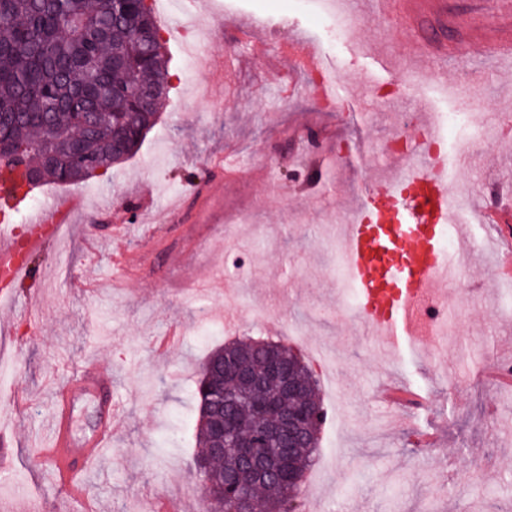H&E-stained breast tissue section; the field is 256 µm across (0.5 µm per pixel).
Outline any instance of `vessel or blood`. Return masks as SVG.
I'll use <instances>...</instances> for the list:
<instances>
[{"mask_svg":"<svg viewBox=\"0 0 512 512\" xmlns=\"http://www.w3.org/2000/svg\"><path fill=\"white\" fill-rule=\"evenodd\" d=\"M404 3L445 18L484 59L512 57V7L494 24L480 25L473 15L448 14L446 0H361L360 6L371 14H393ZM450 196L447 169L434 166L429 145L421 143L390 177L365 194L342 227L338 253L346 285L358 299L359 319L389 346L414 352L423 347L412 303L446 284L454 265L443 248ZM69 214L68 201L51 198L34 208L22 193L0 187V303L32 278L31 258L59 236ZM17 215L24 218L19 227L12 223ZM111 393V373L91 360L83 361L55 393L53 434L37 456L49 463L67 500H85L83 475L108 447L119 416L117 408H108L107 423L90 439L79 441L70 433L71 409L80 398Z\"/></svg>","mask_w":512,"mask_h":512,"instance_id":"obj_1","label":"vessel or blood"}]
</instances>
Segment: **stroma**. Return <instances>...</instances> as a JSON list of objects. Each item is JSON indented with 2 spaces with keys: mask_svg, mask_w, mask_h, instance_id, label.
Returning a JSON list of instances; mask_svg holds the SVG:
<instances>
[{
  "mask_svg": "<svg viewBox=\"0 0 512 512\" xmlns=\"http://www.w3.org/2000/svg\"><path fill=\"white\" fill-rule=\"evenodd\" d=\"M170 59L169 99L140 151L108 175L39 185L74 199L79 214L34 258L39 278L0 305V429L13 434L15 464L0 473V504L58 512L62 493L43 444L50 391L83 359L112 373L122 418L89 479L99 512H146L154 494L198 512L191 471L198 455L193 396L200 361L242 336L280 339L303 356L335 359V381L319 379L338 420L320 431L319 455L338 460L303 482L300 512H493L512 500V389L487 366L512 362V319L501 316L497 246L512 227L458 225L461 313L452 341L428 355L381 349L361 325L336 259V226L364 187L387 177L400 114L467 112L464 136L483 133L448 183L475 211L492 207L486 185L512 195V132L497 113L512 107V82L487 78L461 101L476 49L436 61L434 79L400 83L406 44L430 33L358 15L356 36L331 45L314 9L297 0H150ZM207 31L201 48L222 66L194 67L185 25ZM323 58L331 98L313 96L312 75L294 63L300 47ZM236 316L235 328L224 326ZM396 379L422 396L395 409L381 386Z\"/></svg>",
  "mask_w": 512,
  "mask_h": 512,
  "instance_id": "obj_1",
  "label": "stroma"
}]
</instances>
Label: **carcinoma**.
Segmentation results:
<instances>
[{"mask_svg": "<svg viewBox=\"0 0 512 512\" xmlns=\"http://www.w3.org/2000/svg\"><path fill=\"white\" fill-rule=\"evenodd\" d=\"M160 25L142 0H0V169L22 183L74 184L89 178L86 167L132 157L154 125L166 96L169 71ZM281 348L300 363L303 390L293 397L273 379L259 389L224 381V360L260 368L267 349ZM224 392L232 437L256 434L278 421L280 411L317 410L308 423L312 445L293 461L299 474L318 448L324 409L317 382L293 347L265 339H238L213 350L200 367L195 388L199 415L196 458L202 485H210L211 512H288L300 485L288 474L258 478L236 459L234 449L211 453L207 399Z\"/></svg>", "mask_w": 512, "mask_h": 512, "instance_id": "1", "label": "carcinoma"}]
</instances>
